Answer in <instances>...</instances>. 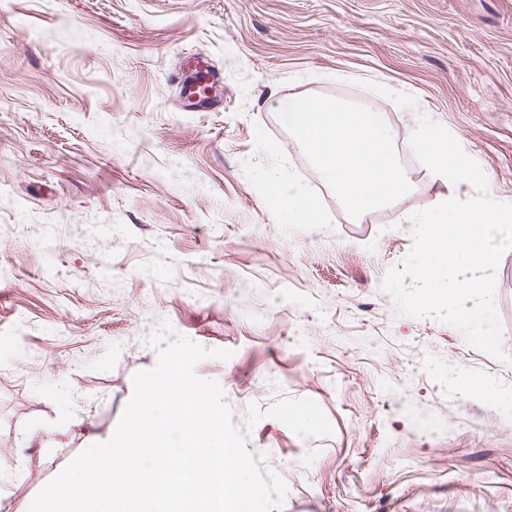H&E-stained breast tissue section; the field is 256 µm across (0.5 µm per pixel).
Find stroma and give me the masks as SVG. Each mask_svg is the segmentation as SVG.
I'll use <instances>...</instances> for the list:
<instances>
[{
	"instance_id": "stroma-1",
	"label": "stroma",
	"mask_w": 512,
	"mask_h": 512,
	"mask_svg": "<svg viewBox=\"0 0 512 512\" xmlns=\"http://www.w3.org/2000/svg\"><path fill=\"white\" fill-rule=\"evenodd\" d=\"M189 54L215 111L183 106ZM299 95L383 113L413 191L354 218L281 119ZM422 114L512 200V0H0V512L113 436L164 319L232 350L195 372L234 423L263 410L247 448L282 512H512V411L448 383L509 396L512 364L381 289L448 193L410 146ZM288 191L317 223H281ZM495 280L512 357V249ZM285 398L333 435L268 416Z\"/></svg>"
}]
</instances>
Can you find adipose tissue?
<instances>
[{"instance_id":"adipose-tissue-1","label":"adipose tissue","mask_w":512,"mask_h":512,"mask_svg":"<svg viewBox=\"0 0 512 512\" xmlns=\"http://www.w3.org/2000/svg\"><path fill=\"white\" fill-rule=\"evenodd\" d=\"M282 119L355 217L412 190L381 113L327 98L299 97L283 109Z\"/></svg>"}]
</instances>
